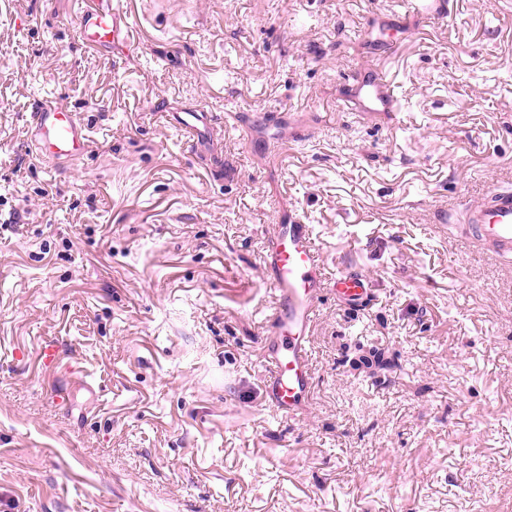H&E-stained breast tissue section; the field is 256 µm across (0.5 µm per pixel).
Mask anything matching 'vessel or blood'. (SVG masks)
Wrapping results in <instances>:
<instances>
[{
	"label": "vessel or blood",
	"instance_id": "1",
	"mask_svg": "<svg viewBox=\"0 0 512 512\" xmlns=\"http://www.w3.org/2000/svg\"><path fill=\"white\" fill-rule=\"evenodd\" d=\"M133 21L121 0H92L79 16L80 32L99 49L122 50L129 44ZM355 102L366 112H398L399 102L390 80L369 70L355 92ZM32 140L46 158L61 160L81 156L86 129L80 119L57 101H39L31 114ZM467 239L484 253L512 260V190L488 186L475 202L462 201ZM263 274L273 305L274 337L265 345L268 366L265 399L282 417H294L313 390L309 336L325 284H333L339 299L358 304L374 286L361 272L340 273L327 281L312 225L295 220L274 225L262 257Z\"/></svg>",
	"mask_w": 512,
	"mask_h": 512
}]
</instances>
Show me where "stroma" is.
Segmentation results:
<instances>
[{"mask_svg": "<svg viewBox=\"0 0 512 512\" xmlns=\"http://www.w3.org/2000/svg\"><path fill=\"white\" fill-rule=\"evenodd\" d=\"M123 2L116 57L75 0H0V512H512V266L432 220L512 189V0ZM380 13L401 28L368 34ZM379 64L398 116L345 105ZM45 96L83 159L33 155ZM196 109L198 142L171 125ZM292 214L374 288L324 291L280 420L261 264ZM358 343L392 368L351 370Z\"/></svg>", "mask_w": 512, "mask_h": 512, "instance_id": "1", "label": "stroma"}]
</instances>
